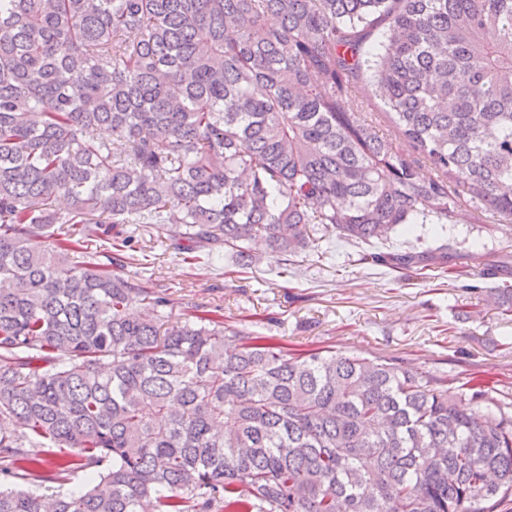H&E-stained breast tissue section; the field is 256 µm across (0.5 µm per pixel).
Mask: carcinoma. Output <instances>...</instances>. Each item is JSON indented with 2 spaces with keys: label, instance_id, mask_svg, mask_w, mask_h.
Instances as JSON below:
<instances>
[{
  "label": "carcinoma",
  "instance_id": "obj_1",
  "mask_svg": "<svg viewBox=\"0 0 512 512\" xmlns=\"http://www.w3.org/2000/svg\"><path fill=\"white\" fill-rule=\"evenodd\" d=\"M365 73L388 134L359 117ZM466 208L512 224V0H0V475L89 472L0 483V512H493L512 415L489 385L252 332L227 350L219 310L173 321L120 263L129 224L245 267L318 224L370 243ZM485 292L512 315L511 284ZM87 477V472H79L73 476L70 477V479L67 480H52V481H44L42 483L35 482L34 484H24L23 482H20L21 485L29 489L30 491H33L37 495H51L55 493H68L73 490H77L81 487V485L85 482Z\"/></svg>",
  "mask_w": 512,
  "mask_h": 512
}]
</instances>
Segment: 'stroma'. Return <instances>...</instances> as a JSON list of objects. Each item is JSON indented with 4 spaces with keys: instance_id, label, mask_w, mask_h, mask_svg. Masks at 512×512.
Wrapping results in <instances>:
<instances>
[{
    "instance_id": "1",
    "label": "stroma",
    "mask_w": 512,
    "mask_h": 512,
    "mask_svg": "<svg viewBox=\"0 0 512 512\" xmlns=\"http://www.w3.org/2000/svg\"><path fill=\"white\" fill-rule=\"evenodd\" d=\"M447 246L462 254L457 273L395 271L360 263L363 252ZM123 272L165 290L172 318L221 310L229 330L275 337L288 349H333L366 357H398L419 370L463 384L488 380L501 402L512 401V318L467 285L484 277L487 261L512 267V224H415L366 244L322 231L316 250L284 259L260 251L250 269L231 260L190 265L166 251L161 226L136 231Z\"/></svg>"
}]
</instances>
